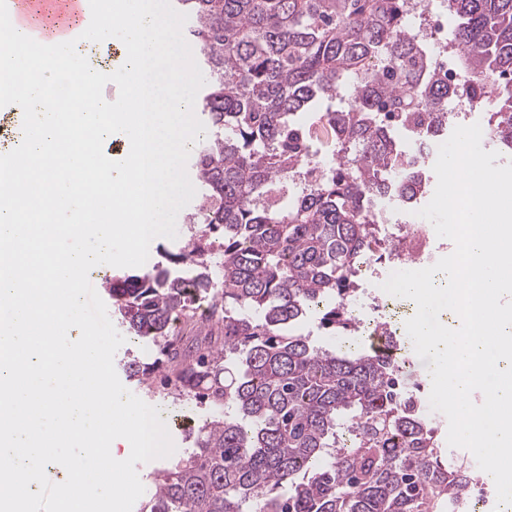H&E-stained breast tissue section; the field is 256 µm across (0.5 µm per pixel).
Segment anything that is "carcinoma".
Listing matches in <instances>:
<instances>
[{
    "label": "carcinoma",
    "instance_id": "obj_1",
    "mask_svg": "<svg viewBox=\"0 0 512 512\" xmlns=\"http://www.w3.org/2000/svg\"><path fill=\"white\" fill-rule=\"evenodd\" d=\"M173 2L207 75L199 204L186 245L109 293L128 333L180 361L164 388L215 415L157 472L147 512H440L474 478L398 388L406 370L293 327L316 308L348 332L336 301L382 248L374 203H399L413 178L393 119L432 125L464 97L512 155V0H444L464 75L452 88L406 27L409 0ZM320 104L316 130L300 116ZM202 303L224 337L185 346L179 325Z\"/></svg>",
    "mask_w": 512,
    "mask_h": 512
}]
</instances>
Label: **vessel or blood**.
<instances>
[{"label":"vessel or blood","instance_id":"b4317fda","mask_svg":"<svg viewBox=\"0 0 512 512\" xmlns=\"http://www.w3.org/2000/svg\"><path fill=\"white\" fill-rule=\"evenodd\" d=\"M6 4L11 22L27 27L31 38L46 45L77 38L91 21L84 0H6ZM46 11L56 19L48 28L35 20L36 14Z\"/></svg>","mask_w":512,"mask_h":512}]
</instances>
